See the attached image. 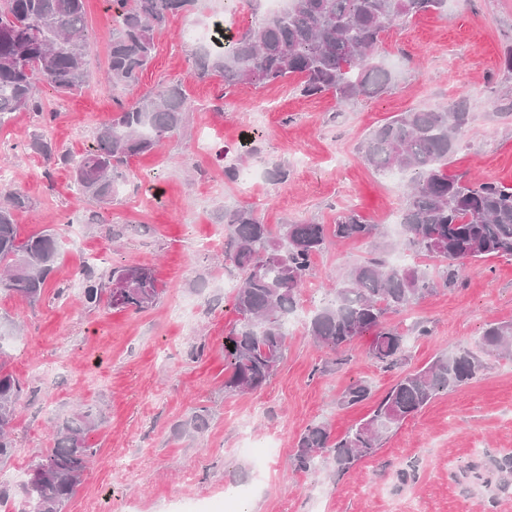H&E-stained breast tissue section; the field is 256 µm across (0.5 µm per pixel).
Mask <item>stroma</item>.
Segmentation results:
<instances>
[{"label": "stroma", "instance_id": "obj_1", "mask_svg": "<svg viewBox=\"0 0 512 512\" xmlns=\"http://www.w3.org/2000/svg\"><path fill=\"white\" fill-rule=\"evenodd\" d=\"M104 2L85 3L94 34L88 88L43 94L45 110L56 115L47 140L75 156L89 149L124 96L101 78ZM208 8L207 0H195L156 39L137 93L177 84L192 110L179 132L130 158L112 204L78 199L68 168L45 172L42 157L24 152L39 132L30 113L0 125V165L13 168L14 187L29 200L15 214L23 235L53 230L63 240L38 301L0 294V319L19 329L0 358L27 386L0 487L18 493L20 476L51 445V425L83 405L102 413L97 453L64 512H172L184 498L211 503L213 512H512V488L502 489L498 469L512 456V356L485 357L480 379L437 396L344 475L328 460L314 475L293 471L290 461L308 425L325 421L343 435L398 377L369 357L371 335L356 339L339 365L338 355L306 333L311 312L350 266L373 255L391 259L397 250L395 221L408 181L362 160L364 135L396 113L463 99L471 123L449 173L512 184V115L502 113L512 71L501 64L512 47V0H448L393 27L383 50L394 82L377 97L344 105L330 93L301 96L293 79L228 89L217 75L200 76L197 48L183 29ZM258 160L264 169L282 168L286 178H265L249 196L225 181V166ZM351 194L357 212L380 225V236L331 244L317 255L291 317L284 363L260 390L225 391L224 337L237 319L238 274L216 261L224 252V209L253 206L273 226L331 224ZM98 251L108 255L97 267L102 277L119 266L152 267L164 287L159 302L137 313L87 307L84 260ZM500 321H512L508 257L473 263L456 283L388 316L407 334L408 371L446 350L480 352L487 324ZM417 323L428 335L412 332ZM357 380L370 384L371 400L341 406L342 392ZM202 406L210 410L207 429L183 432ZM271 444L277 454L259 459L258 450ZM117 458L132 461L133 471L114 469ZM410 469L415 480L402 482L401 471Z\"/></svg>", "mask_w": 512, "mask_h": 512}]
</instances>
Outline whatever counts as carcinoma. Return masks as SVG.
Returning <instances> with one entry per match:
<instances>
[{
	"instance_id": "obj_1",
	"label": "carcinoma",
	"mask_w": 512,
	"mask_h": 512,
	"mask_svg": "<svg viewBox=\"0 0 512 512\" xmlns=\"http://www.w3.org/2000/svg\"><path fill=\"white\" fill-rule=\"evenodd\" d=\"M111 11L106 78L114 88L134 90L155 55L156 33L168 16L187 11L194 0H108ZM444 0H286L245 30L230 33L197 65L203 75L218 74L226 85H261L300 77L306 97L332 93L341 104L371 98L389 85L392 72L382 61L384 34L398 21L438 10ZM91 34L85 0H0V126L15 112H30L37 123L56 117L42 105V88L76 94L90 79L87 50ZM192 105L177 86H162L116 105L111 119L96 131L80 156L58 154L40 138L28 148L47 162L73 170L81 197L108 204L125 180L122 167L137 155L159 147L178 130ZM464 102L451 108L400 112L372 130L360 143L361 158L375 171L408 176L409 191L399 214L401 248L440 261L428 271L368 258L352 266L332 297L318 306L308 323L314 342L335 353L370 332L369 355L386 369L406 360L405 336L386 322L437 284L454 283L467 265L492 257L512 258V185L465 180L448 173V156L469 125ZM26 207L18 190H3L0 203V292L40 298L60 256L61 240L43 232L21 238L14 211ZM224 263L241 277L234 294L239 323L224 337L229 375L224 390L254 391L276 373L288 350V319L298 294L313 272V259L329 237L338 241L380 234L354 210L334 224L286 223L275 231L251 207H227ZM108 292L115 310L149 309L162 294L153 268H114L108 282L95 267L84 272L82 297L96 305ZM232 348H227V345ZM486 354L512 353V323L487 324L481 337ZM485 365L468 349L444 352L428 365L400 375L371 413L335 437L327 422L308 425L291 458L293 470L310 473L329 459L345 474L376 453L383 435L420 412L438 395L482 375ZM22 381L0 361V464L14 453L16 409ZM371 397L365 381L351 384L340 398L354 406ZM202 407L185 426L202 433L208 426ZM99 414L80 409L56 427L54 446L28 468L20 499L0 491V512H63L81 484L97 448L93 434Z\"/></svg>"
}]
</instances>
